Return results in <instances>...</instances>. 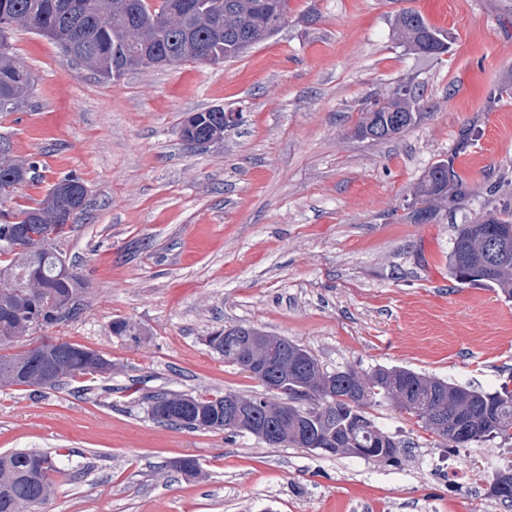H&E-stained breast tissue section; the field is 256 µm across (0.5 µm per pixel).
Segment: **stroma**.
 I'll return each mask as SVG.
<instances>
[{"mask_svg": "<svg viewBox=\"0 0 512 512\" xmlns=\"http://www.w3.org/2000/svg\"><path fill=\"white\" fill-rule=\"evenodd\" d=\"M269 40L220 65L188 61L106 81L17 28L35 81L0 137L38 176L0 201L35 206L64 175L86 213L57 242L85 305L47 330L111 360L53 389L0 385V455L50 453L69 478L42 512H512L487 495L512 443L451 448L390 403L369 417L398 460L270 447L155 421L151 396L261 394L206 343L229 325L292 340L327 371L405 367L483 391L512 382V301L448 276L457 229L512 203V0H289ZM405 10L451 38L421 57L393 35ZM408 84L421 116L400 136H355L362 103ZM238 113L193 148L182 120ZM472 146L456 153L461 129ZM453 160L468 209L415 221L417 184ZM135 336L113 334V321ZM199 465L189 476L176 460Z\"/></svg>", "mask_w": 512, "mask_h": 512, "instance_id": "obj_1", "label": "stroma"}]
</instances>
